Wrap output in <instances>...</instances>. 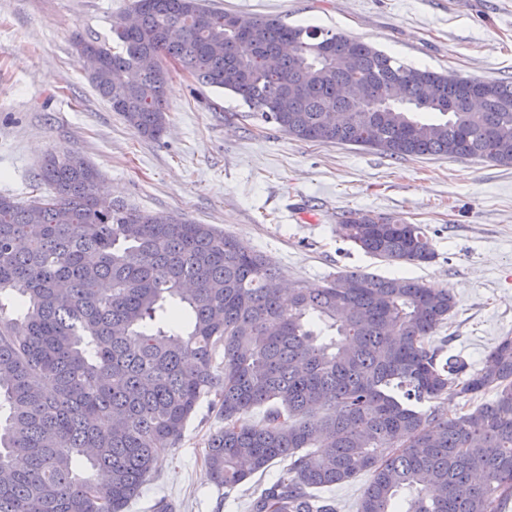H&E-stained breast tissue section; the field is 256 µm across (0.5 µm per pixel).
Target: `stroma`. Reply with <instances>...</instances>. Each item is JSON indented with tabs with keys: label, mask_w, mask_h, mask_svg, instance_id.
Segmentation results:
<instances>
[{
	"label": "stroma",
	"mask_w": 512,
	"mask_h": 512,
	"mask_svg": "<svg viewBox=\"0 0 512 512\" xmlns=\"http://www.w3.org/2000/svg\"><path fill=\"white\" fill-rule=\"evenodd\" d=\"M244 16L341 31L418 67L512 81V0H207ZM131 0H0V194L42 192L40 165L75 151L102 191L152 212H178L233 234L279 269L286 285H323L336 272L405 273L450 290L457 307L433 339L444 355L482 368L512 336V167L478 158L395 159L354 146L297 141L235 96L201 86L176 62L167 133L141 137L85 77L75 34L112 40ZM422 225L435 252L425 264H387L338 237L346 211ZM221 426L208 402L179 447L126 512L167 498L174 512H245L279 473L271 465L232 495L212 484L204 455Z\"/></svg>",
	"instance_id": "35a3bbf8"
}]
</instances>
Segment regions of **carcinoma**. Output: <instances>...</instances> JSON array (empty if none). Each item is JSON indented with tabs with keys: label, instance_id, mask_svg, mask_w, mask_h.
Returning a JSON list of instances; mask_svg holds the SVG:
<instances>
[{
	"label": "carcinoma",
	"instance_id": "carcinoma-1",
	"mask_svg": "<svg viewBox=\"0 0 512 512\" xmlns=\"http://www.w3.org/2000/svg\"><path fill=\"white\" fill-rule=\"evenodd\" d=\"M99 51L96 92L140 136L166 130L170 57L288 136L392 158H480L512 166V81L405 65L318 26L252 18L204 0H135ZM293 51L270 74L263 61ZM358 83L365 112L342 94ZM352 113L326 124L332 110ZM29 202L0 194V512H126L178 446L199 402L224 421L205 468L235 489L279 462L250 512H336L319 491L369 474L356 512H504L512 502V337L484 366L432 338L454 295L407 276L341 272L293 289L263 255L211 224L108 200L80 155L50 153ZM339 235L387 263L435 257L419 224L349 211ZM353 284L342 288V281ZM494 398L447 417L426 402ZM267 407L260 425L245 417Z\"/></svg>",
	"mask_w": 512,
	"mask_h": 512
}]
</instances>
